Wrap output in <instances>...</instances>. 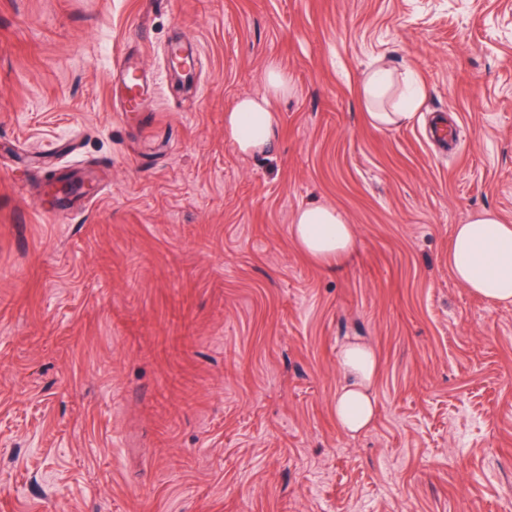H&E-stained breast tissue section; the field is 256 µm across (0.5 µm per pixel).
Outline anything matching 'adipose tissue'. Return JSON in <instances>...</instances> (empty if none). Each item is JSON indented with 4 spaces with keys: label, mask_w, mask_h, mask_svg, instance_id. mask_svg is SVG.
I'll return each mask as SVG.
<instances>
[{
    "label": "adipose tissue",
    "mask_w": 512,
    "mask_h": 512,
    "mask_svg": "<svg viewBox=\"0 0 512 512\" xmlns=\"http://www.w3.org/2000/svg\"><path fill=\"white\" fill-rule=\"evenodd\" d=\"M264 80L265 96L241 98L225 117V135L244 154L271 148L277 139L278 119L270 98L287 93L288 77L271 66ZM360 95L374 126L400 127L414 116L416 91L401 86L398 75L385 63H378L363 75ZM291 234L298 246L316 259L342 256L354 248L352 225L330 206L311 205L298 210ZM448 269L474 294L498 305H512V225L491 210L469 216L466 223L455 228ZM339 364L346 382L336 394L334 415L338 426L355 435L376 415L371 386L378 372V357L370 344L355 338L343 344Z\"/></svg>",
    "instance_id": "1"
}]
</instances>
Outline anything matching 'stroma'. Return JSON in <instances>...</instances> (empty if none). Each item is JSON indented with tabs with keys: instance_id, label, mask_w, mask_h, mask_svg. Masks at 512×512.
I'll list each match as a JSON object with an SVG mask.
<instances>
[{
	"instance_id": "35a3bbf8",
	"label": "stroma",
	"mask_w": 512,
	"mask_h": 512,
	"mask_svg": "<svg viewBox=\"0 0 512 512\" xmlns=\"http://www.w3.org/2000/svg\"><path fill=\"white\" fill-rule=\"evenodd\" d=\"M380 60L421 90L397 129L357 92ZM271 64L280 135L243 154L224 115ZM70 169L92 203L48 214ZM314 204L349 255L294 241ZM482 210L512 224V0H0V512H512V306L448 270ZM139 69L138 65L132 63L128 55H122L112 68L110 75L111 83L127 89V105L122 103L121 108L124 112H138L137 98L140 92L138 88H148V76L143 73L142 78L137 82L129 83V77L133 76ZM298 246L316 259H329L350 253L354 232L344 215L333 207L311 205L298 210L291 224ZM339 364L346 382L336 394V424L356 435L366 429L376 415L371 386L378 372V357L370 344L354 338L343 344Z\"/></svg>"
}]
</instances>
